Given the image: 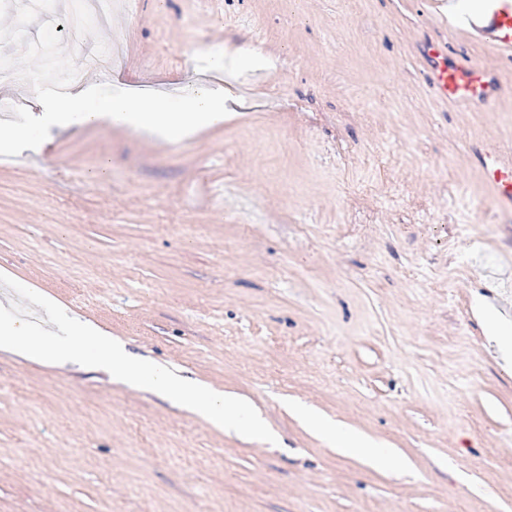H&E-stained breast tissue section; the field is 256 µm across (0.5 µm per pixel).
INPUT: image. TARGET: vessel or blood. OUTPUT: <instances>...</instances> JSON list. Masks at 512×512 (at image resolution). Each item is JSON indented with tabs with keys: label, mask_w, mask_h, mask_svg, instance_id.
<instances>
[{
	"label": "vessel or blood",
	"mask_w": 512,
	"mask_h": 512,
	"mask_svg": "<svg viewBox=\"0 0 512 512\" xmlns=\"http://www.w3.org/2000/svg\"><path fill=\"white\" fill-rule=\"evenodd\" d=\"M457 21L467 40L512 59V0H481L478 10L460 11ZM425 55L428 81L445 100L487 105L498 96L495 72L471 61L449 59L447 42L428 43ZM480 167L495 207L512 211V153L493 143L482 145Z\"/></svg>",
	"instance_id": "b4317fda"
}]
</instances>
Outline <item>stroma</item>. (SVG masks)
<instances>
[{
    "label": "stroma",
    "mask_w": 512,
    "mask_h": 512,
    "mask_svg": "<svg viewBox=\"0 0 512 512\" xmlns=\"http://www.w3.org/2000/svg\"><path fill=\"white\" fill-rule=\"evenodd\" d=\"M423 0H111L138 90H228L168 141L108 123L0 157V273L137 358L248 401L245 438L91 367L0 348V512H512V214L487 111L426 85ZM388 449L393 466L342 448ZM480 167L495 207L503 212L512 211V154L500 146L483 144Z\"/></svg>",
    "instance_id": "obj_1"
}]
</instances>
